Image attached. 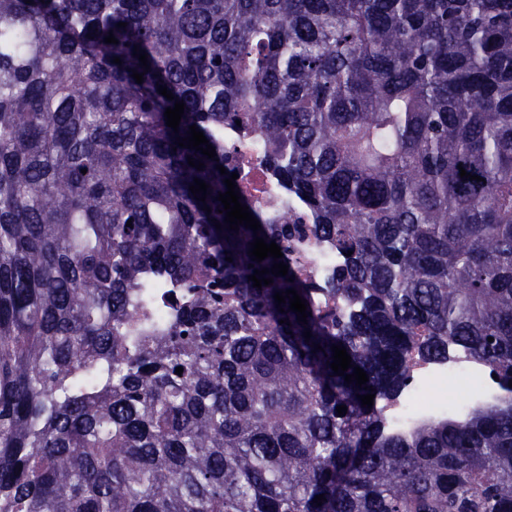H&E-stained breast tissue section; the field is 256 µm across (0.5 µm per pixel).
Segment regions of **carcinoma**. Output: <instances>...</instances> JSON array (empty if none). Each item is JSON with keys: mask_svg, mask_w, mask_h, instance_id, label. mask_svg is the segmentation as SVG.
Segmentation results:
<instances>
[{"mask_svg": "<svg viewBox=\"0 0 512 512\" xmlns=\"http://www.w3.org/2000/svg\"><path fill=\"white\" fill-rule=\"evenodd\" d=\"M226 126L311 220L240 196L280 259L225 223ZM453 349L512 394V0H0V512H512V398L386 427ZM292 257L304 276L317 286H322L323 280L332 275L340 262L336 250L328 242L314 239L302 241Z\"/></svg>", "mask_w": 512, "mask_h": 512, "instance_id": "1", "label": "carcinoma"}]
</instances>
